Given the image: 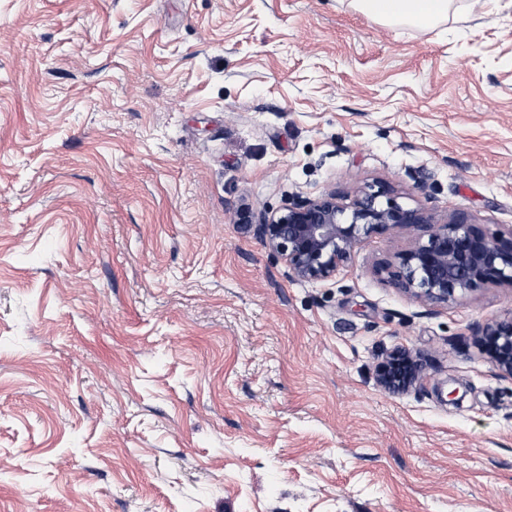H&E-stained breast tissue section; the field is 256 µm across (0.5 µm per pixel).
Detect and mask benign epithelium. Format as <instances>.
Listing matches in <instances>:
<instances>
[{"label": "benign epithelium", "mask_w": 512, "mask_h": 512, "mask_svg": "<svg viewBox=\"0 0 512 512\" xmlns=\"http://www.w3.org/2000/svg\"><path fill=\"white\" fill-rule=\"evenodd\" d=\"M237 217L302 281L333 277L366 236L411 228L417 232L412 246L380 266L392 287L434 306H446L485 286L512 289V230L489 234L466 211L439 219L420 205L398 203L388 185L356 190L347 204L332 191L275 211L241 209ZM473 336L497 370L512 377V315L477 326ZM423 370L418 356L398 347L377 363L376 381L386 392L401 393Z\"/></svg>", "instance_id": "benign-epithelium-1"}]
</instances>
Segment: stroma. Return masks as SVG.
<instances>
[{
	"label": "stroma",
	"mask_w": 512,
	"mask_h": 512,
	"mask_svg": "<svg viewBox=\"0 0 512 512\" xmlns=\"http://www.w3.org/2000/svg\"><path fill=\"white\" fill-rule=\"evenodd\" d=\"M380 182L512 229V0H0V512H512V290L398 292L408 228L300 281L235 215ZM365 15L387 25L434 27L447 20L451 0H354ZM473 336L477 348L497 370L512 377V315L477 326ZM424 370L422 360L404 347L386 353L377 363L376 381L378 386L389 393L408 390Z\"/></svg>",
	"instance_id": "stroma-1"
}]
</instances>
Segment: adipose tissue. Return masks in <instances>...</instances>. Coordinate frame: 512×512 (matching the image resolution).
Here are the masks:
<instances>
[{"label":"adipose tissue","mask_w":512,"mask_h":512,"mask_svg":"<svg viewBox=\"0 0 512 512\" xmlns=\"http://www.w3.org/2000/svg\"><path fill=\"white\" fill-rule=\"evenodd\" d=\"M451 0H355L356 8L387 25L434 27L447 20Z\"/></svg>","instance_id":"obj_1"}]
</instances>
